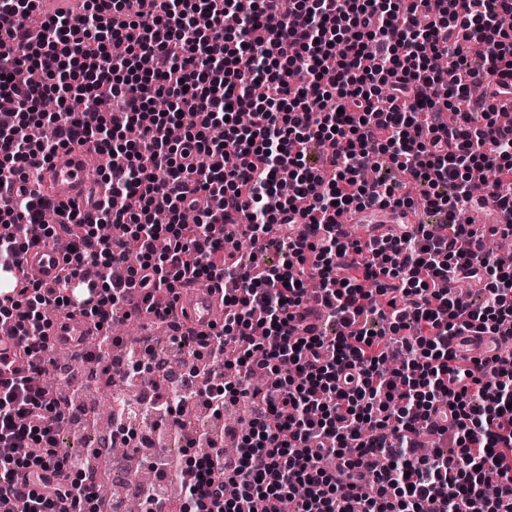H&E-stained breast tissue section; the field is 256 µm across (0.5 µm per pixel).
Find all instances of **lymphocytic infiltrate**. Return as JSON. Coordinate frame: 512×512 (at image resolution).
Instances as JSON below:
<instances>
[{"label":"lymphocytic infiltrate","mask_w":512,"mask_h":512,"mask_svg":"<svg viewBox=\"0 0 512 512\" xmlns=\"http://www.w3.org/2000/svg\"><path fill=\"white\" fill-rule=\"evenodd\" d=\"M36 9L0 0L12 20L0 28L11 63L0 95L13 101L0 115V223L12 228L0 266L58 237L69 248L54 285L24 279L0 298L9 512H86L94 497L59 450L66 401L32 380L46 370L47 310L69 309L72 279L89 271L96 301L79 312L98 345L80 359L107 375L116 318L167 322L187 282L222 292V323L171 338L198 387L166 388L153 409V428L202 449L201 464L120 431L142 464L181 482L179 502L149 497L157 512H253L259 501L280 512L287 499L295 512H512V353L463 362L448 349L466 331L512 338V265L464 245L512 237V223L459 219L484 193L512 210V124L495 105L512 95V0H140L134 13L126 0H86L76 19ZM47 95L55 111L34 112ZM74 143L109 155L101 176L123 205L44 223L57 204L27 187ZM204 195L218 210L200 208ZM418 201L436 227L367 242L336 233L342 212ZM235 212L245 222L232 229ZM103 224L121 237L103 238ZM266 238L279 261L258 271L230 247ZM462 283L483 302L463 301ZM315 305L334 335L307 332ZM263 374L274 382L254 387ZM242 402L250 415L232 454L182 418L187 404L220 420ZM447 433L456 452L424 453L425 437ZM42 472L53 480L39 488L30 479Z\"/></svg>","instance_id":"obj_1"}]
</instances>
